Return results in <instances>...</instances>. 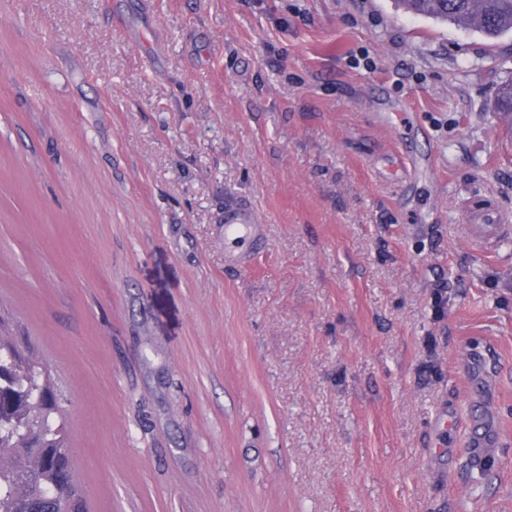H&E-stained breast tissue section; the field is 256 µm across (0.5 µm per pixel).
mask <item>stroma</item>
I'll list each match as a JSON object with an SVG mask.
<instances>
[{"instance_id":"35a3bbf8","label":"stroma","mask_w":512,"mask_h":512,"mask_svg":"<svg viewBox=\"0 0 512 512\" xmlns=\"http://www.w3.org/2000/svg\"><path fill=\"white\" fill-rule=\"evenodd\" d=\"M510 81L394 0H0V315L91 512H512ZM261 231L258 215L247 203H239L224 213V245L237 250L225 255L228 266L243 267L251 262L261 240ZM497 222L498 224H472L469 230L484 247L492 249L501 239L510 234V216L501 214Z\"/></svg>"}]
</instances>
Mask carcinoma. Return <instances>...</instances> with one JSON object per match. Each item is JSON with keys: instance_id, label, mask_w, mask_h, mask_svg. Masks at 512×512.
<instances>
[{"instance_id": "1", "label": "carcinoma", "mask_w": 512, "mask_h": 512, "mask_svg": "<svg viewBox=\"0 0 512 512\" xmlns=\"http://www.w3.org/2000/svg\"><path fill=\"white\" fill-rule=\"evenodd\" d=\"M406 11L471 28L512 31V0H399ZM512 124V83L498 94ZM0 512H88L75 472L66 416L50 369L0 316Z\"/></svg>"}]
</instances>
